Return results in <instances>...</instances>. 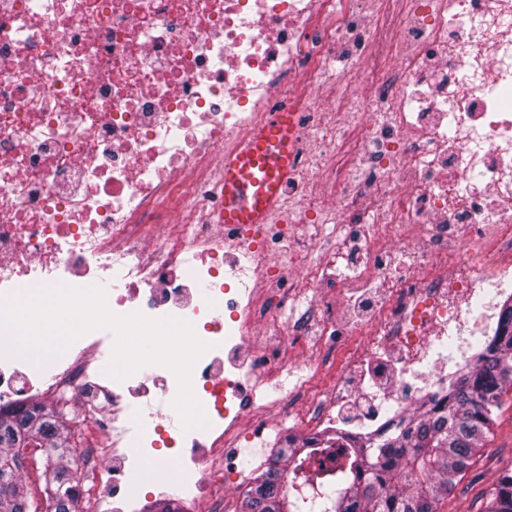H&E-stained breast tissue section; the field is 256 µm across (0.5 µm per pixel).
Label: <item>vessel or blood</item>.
<instances>
[{
    "mask_svg": "<svg viewBox=\"0 0 512 512\" xmlns=\"http://www.w3.org/2000/svg\"><path fill=\"white\" fill-rule=\"evenodd\" d=\"M294 161V117L271 113L224 158V221L266 224L278 214L280 188Z\"/></svg>",
    "mask_w": 512,
    "mask_h": 512,
    "instance_id": "b4317fda",
    "label": "vessel or blood"
}]
</instances>
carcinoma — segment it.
<instances>
[{"label": "carcinoma", "mask_w": 512, "mask_h": 512, "mask_svg": "<svg viewBox=\"0 0 512 512\" xmlns=\"http://www.w3.org/2000/svg\"><path fill=\"white\" fill-rule=\"evenodd\" d=\"M512 388V300L503 302L495 336L476 365L459 373L448 395L421 404L375 438L321 435L277 453L246 496L247 512H437L440 498L471 465L490 433L492 408ZM47 442V496L54 512H76L75 478L62 461L69 438L56 412L0 410V512H29L18 479L21 449ZM336 458V467L321 457ZM487 512H512V473L489 493Z\"/></svg>", "instance_id": "cac0c4a2"}]
</instances>
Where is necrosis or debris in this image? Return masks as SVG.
Instances as JSON below:
<instances>
[{
    "instance_id": "obj_1",
    "label": "necrosis or debris",
    "mask_w": 512,
    "mask_h": 512,
    "mask_svg": "<svg viewBox=\"0 0 512 512\" xmlns=\"http://www.w3.org/2000/svg\"><path fill=\"white\" fill-rule=\"evenodd\" d=\"M273 112L297 129L286 218L223 223L224 156ZM108 278L115 314L209 343L207 424L182 428L166 367L109 376L103 330L39 367L1 331L0 409L70 417L80 512H141L161 444L216 497L243 435L446 395L512 297V0H0V298Z\"/></svg>"
}]
</instances>
